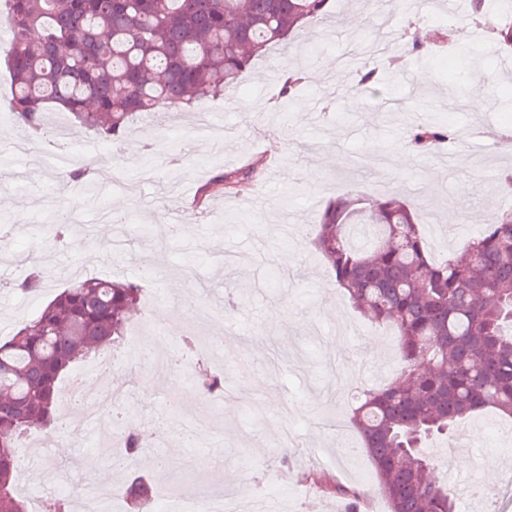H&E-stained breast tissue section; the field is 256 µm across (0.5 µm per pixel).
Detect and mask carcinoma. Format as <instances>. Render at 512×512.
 I'll list each match as a JSON object with an SVG mask.
<instances>
[{"mask_svg": "<svg viewBox=\"0 0 512 512\" xmlns=\"http://www.w3.org/2000/svg\"><path fill=\"white\" fill-rule=\"evenodd\" d=\"M469 7L499 50L512 52V7L502 3L498 19L489 17L487 0H469ZM332 8V0H0L12 35L3 47L14 88L11 117L46 138L49 111L64 112L120 143L139 116L234 91L255 59ZM429 54L414 41L403 56L365 62L356 83L378 96L401 63H422ZM303 84L299 72L284 77L278 111ZM457 138L449 125H421L410 146L425 154ZM267 163L221 171L200 188L199 205L213 194L246 193ZM93 173L84 164L58 178L80 186ZM423 210L401 196L347 192L320 211L312 240L354 306L397 332L398 372L378 389H362L349 412L389 512H456L448 486L432 476L427 442L454 435L487 408L512 418V210L497 214L459 255L440 259L429 256ZM71 228L50 225L35 250L62 243ZM42 288L37 265L15 284L31 295ZM143 297L136 281L78 279L0 340V512H28L15 490L26 439L56 426L62 378L91 353L121 345ZM180 358L200 369L195 337L181 338ZM201 391L223 396V371L207 372ZM110 417L124 453L139 454L146 437L124 431L127 412L117 407ZM300 479L319 498L346 501L349 512L367 498L322 470L305 469ZM152 493L145 478L134 477L125 489L128 508L142 512Z\"/></svg>", "mask_w": 512, "mask_h": 512, "instance_id": "cac0c4a2", "label": "carcinoma"}]
</instances>
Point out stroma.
<instances>
[{
    "label": "stroma",
    "mask_w": 512,
    "mask_h": 512,
    "mask_svg": "<svg viewBox=\"0 0 512 512\" xmlns=\"http://www.w3.org/2000/svg\"><path fill=\"white\" fill-rule=\"evenodd\" d=\"M439 3L428 0L418 10L421 32L445 21L459 33V48L482 58L481 65L459 66L456 82L444 80L448 55L439 50L423 65L396 73L386 99L360 94L355 73L363 49L383 31H397L399 21L361 7L358 0H338L329 19L309 22L288 43L256 59L236 93L206 104L216 136L197 134V112L159 111L132 125L127 136L133 146L123 151L66 115L52 114L51 123L66 130L61 147L72 151L73 164L92 161L97 167L89 183L66 189L56 169L41 161L40 140L30 139L25 154H8L19 132L8 116L12 87L0 61V245L7 253L0 262V339L34 319L68 281L89 276L135 281L147 263L170 270L155 290L156 322L198 297L217 310L206 326L196 325L190 313L179 323L186 335L222 337L223 400L210 404L195 394L192 376H183L175 387L156 373H143L138 345L122 350L124 371L133 378L120 401L128 425L144 429L161 421L167 426L166 438L147 453L171 460L165 472L169 497H154L149 512H167L172 498L188 503L216 491L223 494L225 512H233L254 483L262 498L284 500L287 512H335L336 499H314L300 483L298 474L308 465L349 485L375 487L369 457L357 454L360 471L352 473L332 445L323 417L330 409L336 421L346 422L349 405L336 375L353 363L372 372L370 388L396 372L397 360L386 353L396 338L388 325L359 314L334 283L310 243L316 216L339 193L375 198L397 191L423 201L429 222L445 227V237L428 242L431 252L441 255L459 250L482 229L485 212L512 208V196L499 193L494 182L498 173L512 170V155L491 143L505 119H512V75L502 71L492 39L469 41L474 27L469 0H458L450 16ZM288 68L305 70L307 84L294 106L266 121L261 112L271 108L277 79ZM420 121L460 130V149L478 151L480 163L452 164L442 153H413L407 134ZM157 139L158 150L134 147ZM269 150L277 151L280 161L249 193L216 195L206 208H193L199 187L216 171ZM112 175L137 179V198L120 185H108ZM68 209L78 211L81 222L63 248L41 252L47 275L42 292L16 293L11 284L29 270L32 240ZM177 209L187 214L189 234L165 230ZM108 210L127 213V222L103 224L100 216ZM278 300L287 303L290 318L272 315ZM286 399L294 404L290 428L297 444L284 466L270 436L279 429ZM467 428L479 438L465 449L468 464L461 474L470 487L492 494L486 471L512 474V444L500 438L512 423L488 409ZM94 440L86 424L71 434L49 432L44 458L21 457L25 471L16 477L17 490L40 499L65 492L85 475L80 468L67 470L68 461L93 453L100 462L95 482L119 489L127 476H152L150 464L140 459L115 472L111 456L96 453ZM206 457L213 465H203Z\"/></svg>",
    "instance_id": "1"
}]
</instances>
